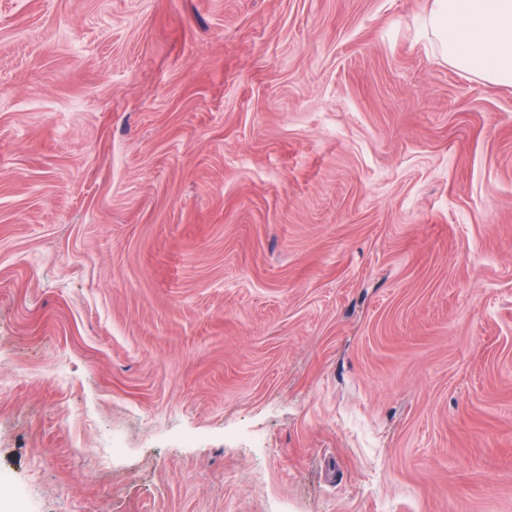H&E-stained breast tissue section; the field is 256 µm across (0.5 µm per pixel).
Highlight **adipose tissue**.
I'll list each match as a JSON object with an SVG mask.
<instances>
[{
	"label": "adipose tissue",
	"mask_w": 512,
	"mask_h": 512,
	"mask_svg": "<svg viewBox=\"0 0 512 512\" xmlns=\"http://www.w3.org/2000/svg\"><path fill=\"white\" fill-rule=\"evenodd\" d=\"M427 27L462 76L512 85V0H432Z\"/></svg>",
	"instance_id": "obj_1"
}]
</instances>
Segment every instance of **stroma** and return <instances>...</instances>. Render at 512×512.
I'll list each match as a JSON object with an SVG mask.
<instances>
[{"label":"stroma","instance_id":"obj_1","mask_svg":"<svg viewBox=\"0 0 512 512\" xmlns=\"http://www.w3.org/2000/svg\"><path fill=\"white\" fill-rule=\"evenodd\" d=\"M431 2L0 0L23 512H512V86Z\"/></svg>","mask_w":512,"mask_h":512}]
</instances>
